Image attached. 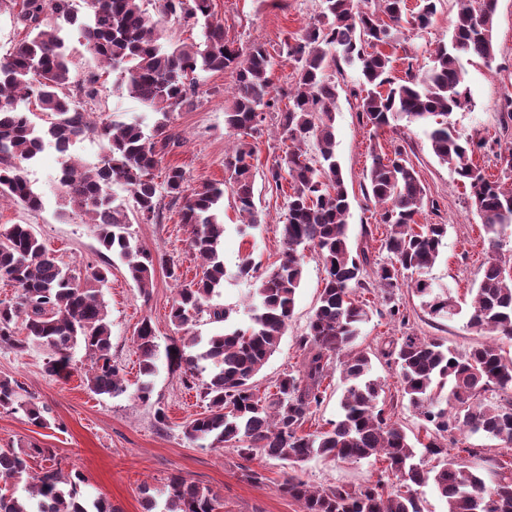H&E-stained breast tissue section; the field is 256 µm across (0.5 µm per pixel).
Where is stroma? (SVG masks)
I'll return each instance as SVG.
<instances>
[{
  "label": "stroma",
  "mask_w": 512,
  "mask_h": 512,
  "mask_svg": "<svg viewBox=\"0 0 512 512\" xmlns=\"http://www.w3.org/2000/svg\"><path fill=\"white\" fill-rule=\"evenodd\" d=\"M211 6L224 22L226 39L242 48L254 43L267 46L273 56L272 91L277 94L287 90L295 80L296 64L287 54L286 43L319 19L322 0H212ZM457 9L456 0H439L431 26L406 31L404 41L392 51L395 78H405L408 69L428 67L434 49L449 43ZM64 33L72 81L82 82L92 74L99 77L97 97L86 105L91 119L125 122L140 115V104L116 91V74L99 66L86 50L77 27L65 26ZM494 39L496 57L492 64L476 58L464 62L470 104L455 112L452 120L460 132L482 141L483 147L476 155L479 166L512 191V176L503 172L499 162L500 153L512 147V128H505L501 112L504 95L512 93V0H497ZM328 76L337 88L335 152L350 194L352 242H360L365 232H373L371 258L376 262L386 260L378 241L385 227L378 224L377 209L365 196V174L372 162V147L382 146L389 153L405 148L429 200L438 204L437 209H426L419 223L448 227L441 256L429 275L435 283L452 289L460 301H470V291L482 276L488 243L469 204L468 188L435 157L419 125L399 119L376 130L362 123L353 95L360 82L358 64L340 63L329 68ZM233 85L231 72L201 74L196 97L171 115L170 126L180 134L182 144L165 161L184 169L188 186L225 179L224 151L233 134L224 126V106ZM276 126L275 113H267L261 133L254 140L252 173L261 225L241 232L235 196L229 191L224 194L221 255L228 276L212 302L231 308L241 328L250 323L247 306L251 288L236 275L241 259L252 255L265 269L281 257L280 226L287 217L286 197L266 177L268 167L285 151L275 133ZM107 148L105 141L92 135L74 143L65 154L52 143H45L39 158L27 166L31 185L43 199L42 209L31 212L16 203L1 205L0 224L33 225L41 241L74 273H83L90 265L109 266L101 293L112 329V362L124 377L127 390L116 397L91 392L85 380L89 360L83 350H75L70 376L59 379L46 371L53 357L46 345L31 343L17 349L2 344L0 378L15 380L23 399L44 409L48 425L40 428L29 423L23 411L0 409V448L18 449L37 443L54 449L63 473L83 475L94 493L105 496L121 512H143L142 486L160 489L175 475L209 489L221 504L220 512H300L299 504L278 490L290 472L287 464L266 457L249 461L234 446L202 447L185 438V425L206 412L207 402L201 379H186L170 362L168 353L178 335L169 312L178 286L195 280L201 261L190 247V230L181 224L177 207L165 206L162 223L131 224L135 244L158 260L153 286L149 294H142L129 278L125 264L101 248L95 225L64 205L58 175L65 160L95 161L106 154ZM170 264L176 266L178 279L168 277L166 267ZM302 265L304 275L293 314L277 351L253 379L256 393L272 391L284 372L297 370L301 364L297 339L305 334L318 305L325 275L324 262L314 248L304 251ZM366 298L371 318L358 339L361 348L372 350L388 337L411 334L436 337L457 349L486 340L485 335L469 327L468 312L450 320L431 318L409 288L395 294L396 301L406 309L408 321L403 325L390 322L379 292L370 291ZM145 319L150 320L159 345L153 395L147 402L136 396L141 375L139 352L133 342L136 327ZM373 369L385 385L384 401L394 420L409 437L423 436L422 421L400 398L398 367L377 358ZM160 408L166 414L162 423L156 416ZM248 468L261 472L263 482L245 479ZM382 468V462L374 460L334 463L313 458L298 467L297 473L317 488L358 486L375 482Z\"/></svg>",
  "instance_id": "1"
}]
</instances>
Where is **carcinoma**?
Returning a JSON list of instances; mask_svg holds the SVG:
<instances>
[{
	"label": "carcinoma",
	"instance_id": "carcinoma-1",
	"mask_svg": "<svg viewBox=\"0 0 512 512\" xmlns=\"http://www.w3.org/2000/svg\"><path fill=\"white\" fill-rule=\"evenodd\" d=\"M143 2L83 0L80 19L76 0H0V7L13 11L16 23L26 30L0 58V200L32 212L42 209L25 164L37 158L45 139L62 154L88 134L106 141L108 152L98 162H66L59 183L68 202L96 225L100 245L125 263L129 277L146 295L153 286L155 260L133 243L129 226L134 219L158 221L165 197L181 202V222L190 227V246L202 259L201 275L178 290L169 319L181 333L180 345L174 347L178 365L192 378L206 375L203 394L208 400L207 411L185 425V438L231 443L247 460L259 454L293 468L312 457L334 462L374 458L395 479L357 488H313L291 474L280 491L297 501L301 512H424L419 488L428 484L445 499L448 512H512V459L490 460L488 482L477 468L448 457V448L458 445V433L483 432L512 451V358L503 355L498 342L464 350L427 336L383 342L375 355L399 368L402 398L425 423L427 442L412 443L379 406L384 384L373 373L370 353L356 347L370 319V308L356 298L357 292L367 288L365 277L372 276L390 321L402 325L407 315L393 296L405 286L422 299L430 316L458 315L452 293L435 292L426 278L441 255L448 225L417 222L426 190L405 152L396 149L390 157L374 151L365 194L378 206V222L386 227L380 249L388 261L371 263L366 246L353 251L349 193L335 154L336 84L326 78V70L341 61L358 63L361 119L375 129L398 117L420 125L433 154L469 187L489 255L472 293L468 325L512 339V272L502 253L512 240V191H503L485 176L474 160L481 143L458 131L452 121L454 112L470 104L462 59L477 57L489 65L495 58L497 0H459L450 43L436 47L428 68L410 71L398 83L391 77L392 57L384 47L396 45L408 25L429 26L438 0H420L410 14L406 0H377L373 9L366 6L368 0H324L322 17L288 46L297 77L280 97L271 94L268 49L254 43L244 50L226 40L224 25L213 19L211 0H155V17ZM48 12L64 23L78 24L87 50L120 72L118 89L156 115L151 134L137 118L121 124L88 120L82 100L95 98L96 77L72 85L60 29L44 28ZM169 16L200 27L199 41L172 43L162 27ZM225 70L233 74L234 86L224 123L237 139L225 150L224 171L250 227L261 218L252 182L255 146L247 137L265 120V110L280 115L278 138L288 144L284 157L267 169L276 187L284 180L290 185L279 263L258 276L248 255L237 269L239 278L253 283L251 324L245 329L235 326L232 309L211 304L227 275L220 252L222 184L204 181L189 190L180 166L165 167L160 183L154 174L164 155L181 145L179 134L170 129V114L196 92L200 73ZM284 98L288 103L282 107ZM35 109L48 117L46 126L32 121ZM311 141L316 147L313 158L304 150ZM115 183L125 187L129 198L112 192ZM307 247L319 250L326 276L307 332L298 339L302 363L275 383V392L261 397L252 379L275 353L288 326ZM109 273L107 267L91 265L81 279L44 246L32 225L1 224L0 277L13 283L17 296L0 303V344L19 349L30 341L48 345L54 357L46 370L59 378L70 375L72 351L81 346L90 360L89 389L98 395L123 394L125 380L112 364L111 324L99 289ZM203 313L224 323V333L205 339L196 335L193 326ZM19 329L24 331L22 340ZM134 342L143 376L137 397L148 402L158 359L149 320L135 330ZM335 357L342 358L345 384L340 414L330 428L312 431ZM0 408L20 409L31 424L44 425L42 410L18 401L9 379H0ZM417 444L425 455L443 461L426 467L416 458ZM36 457L51 461L54 454L37 444L18 451L0 448V480L25 483L21 496L0 491V512H120L102 496L86 504L79 474L69 477L52 466L30 471L29 459ZM142 492L144 512H216L219 507L216 497L181 476L170 480L161 502L148 486Z\"/></svg>",
	"mask_w": 512,
	"mask_h": 512
}]
</instances>
